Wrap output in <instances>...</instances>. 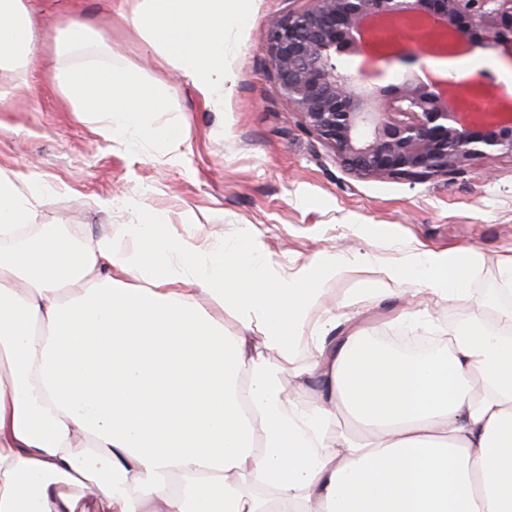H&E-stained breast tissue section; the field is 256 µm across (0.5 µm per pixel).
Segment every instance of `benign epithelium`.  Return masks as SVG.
I'll use <instances>...</instances> for the list:
<instances>
[{
    "label": "benign epithelium",
    "instance_id": "1",
    "mask_svg": "<svg viewBox=\"0 0 512 512\" xmlns=\"http://www.w3.org/2000/svg\"><path fill=\"white\" fill-rule=\"evenodd\" d=\"M268 33L284 97L336 162L362 179L410 184L446 176L495 153L512 154V97L482 80L425 81L431 58L463 48L512 62V0H309ZM401 26L415 46L381 33ZM396 66L391 83L366 81L368 63ZM491 100L478 109L474 101Z\"/></svg>",
    "mask_w": 512,
    "mask_h": 512
}]
</instances>
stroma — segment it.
I'll use <instances>...</instances> for the list:
<instances>
[{"label": "stroma", "mask_w": 512, "mask_h": 512, "mask_svg": "<svg viewBox=\"0 0 512 512\" xmlns=\"http://www.w3.org/2000/svg\"><path fill=\"white\" fill-rule=\"evenodd\" d=\"M40 58L0 77V171L50 193L40 223L58 224L82 240L132 224L135 213L119 206L134 197L166 212L172 233L229 240L252 227L263 249L288 269L333 249L371 252L389 261L402 247L436 251L474 246L482 270L473 296L489 302V322L508 310L499 291L498 265L512 253V155L470 161L460 171L425 183L361 179L341 168L332 151L308 132L281 94L268 52L271 26L309 0H252L251 15L227 58L230 79L224 106L213 110L188 79L165 63L112 7L113 0H26ZM79 19L106 46L96 64L132 83L168 91L150 118L164 126L185 124L176 162L159 147L133 152L105 140L98 122L76 112L54 78V69L85 65L82 56L55 50L54 39ZM193 213L194 224L183 221ZM358 224L391 229V236H356ZM367 270L332 283L331 299L343 314L362 312L372 334H397L396 298L370 305L366 289L377 281Z\"/></svg>", "instance_id": "obj_1"}]
</instances>
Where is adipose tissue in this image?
Masks as SVG:
<instances>
[{"label": "adipose tissue", "mask_w": 512, "mask_h": 512, "mask_svg": "<svg viewBox=\"0 0 512 512\" xmlns=\"http://www.w3.org/2000/svg\"><path fill=\"white\" fill-rule=\"evenodd\" d=\"M244 20L238 0H140L129 17L215 109ZM35 51L24 0H0V74ZM61 82L106 139L178 150L182 128L149 119L156 88L92 66ZM43 203L0 173V512H512V312L492 325L473 301L475 247L288 271L248 227L177 235L128 198L136 223L76 245L39 223ZM367 265L408 284L410 330L432 299L471 315L404 355L323 305ZM304 342L309 361L282 367Z\"/></svg>", "instance_id": "adipose-tissue-1"}]
</instances>
